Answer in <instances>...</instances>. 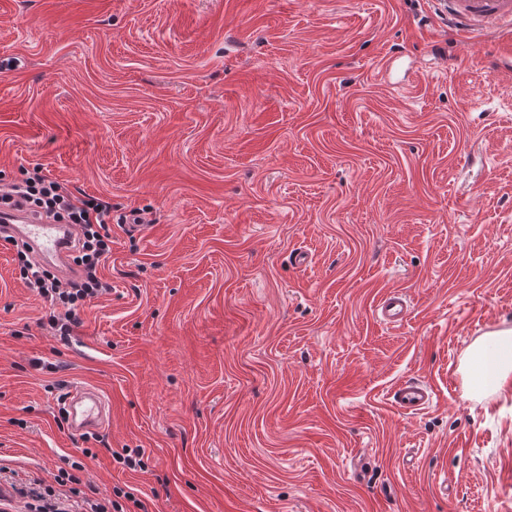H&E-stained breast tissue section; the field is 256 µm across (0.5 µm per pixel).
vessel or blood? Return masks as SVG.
<instances>
[{"mask_svg": "<svg viewBox=\"0 0 512 512\" xmlns=\"http://www.w3.org/2000/svg\"><path fill=\"white\" fill-rule=\"evenodd\" d=\"M443 2L455 28L462 32L497 28L512 22V0ZM0 222L5 223L8 232L17 240L29 246L38 262L56 261L61 277H71L70 248L77 236L76 225L49 223L22 209L0 213ZM375 312L384 325L399 327L409 313V300L402 291H389L380 298ZM433 397V391L419 380L398 384L392 394L393 404L399 411L412 413L429 408ZM65 408L70 429L77 434L101 428L110 419V408L104 394L80 382L66 390Z\"/></svg>", "mask_w": 512, "mask_h": 512, "instance_id": "obj_1", "label": "vessel or blood"}]
</instances>
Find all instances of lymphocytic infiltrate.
I'll list each match as a JSON object with an SVG mask.
<instances>
[{
	"label": "lymphocytic infiltrate",
	"instance_id": "obj_1",
	"mask_svg": "<svg viewBox=\"0 0 512 512\" xmlns=\"http://www.w3.org/2000/svg\"><path fill=\"white\" fill-rule=\"evenodd\" d=\"M2 201L13 208L32 202L40 207L42 218L78 226L72 255V261L79 269L75 278L63 280L50 271L39 270L28 251L20 249L16 252L21 279L50 303V311L45 316L47 326L55 335H70L80 322V309L109 290L98 270L111 252V204L79 197L67 186L37 171L22 182L0 187ZM83 469L82 462H72L69 468L59 470L53 484L39 491L20 488L16 494L29 496L28 512H125L120 502L123 490H115L110 500L82 496L79 473Z\"/></svg>",
	"mask_w": 512,
	"mask_h": 512
}]
</instances>
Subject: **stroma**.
Instances as JSON below:
<instances>
[{"instance_id":"1","label":"stroma","mask_w":512,"mask_h":512,"mask_svg":"<svg viewBox=\"0 0 512 512\" xmlns=\"http://www.w3.org/2000/svg\"><path fill=\"white\" fill-rule=\"evenodd\" d=\"M499 44L436 0H0V184L146 222L65 340L0 240V486L80 460L126 512H512V375L465 384L480 324L512 330ZM74 381L109 427L71 432ZM377 318L386 326L399 327L409 313V300L400 290H390L385 293L375 309ZM433 391L422 381L406 380L393 390L394 406L402 412H419L433 403Z\"/></svg>"}]
</instances>
